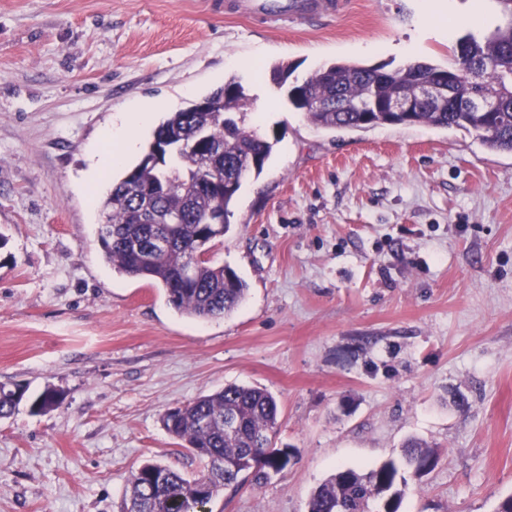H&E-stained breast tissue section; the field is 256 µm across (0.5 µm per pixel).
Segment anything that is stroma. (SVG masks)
<instances>
[{
  "label": "stroma",
  "mask_w": 512,
  "mask_h": 512,
  "mask_svg": "<svg viewBox=\"0 0 512 512\" xmlns=\"http://www.w3.org/2000/svg\"><path fill=\"white\" fill-rule=\"evenodd\" d=\"M476 0H351L321 27L262 25L224 0H0V383L58 389L0 420V512H120L131 473L202 464L167 409L259 386L295 457L212 512H308L339 467L438 455L400 512H498L512 497V153L456 129L310 125L269 75L340 60L454 63L505 18ZM236 78L247 125L275 143L244 180L213 262L249 285L232 313L187 317L113 272L80 184L104 129L157 118ZM268 111H261L265 101ZM404 448H406V464L416 475L431 468L436 463V453L427 443L421 440L415 438L409 439Z\"/></svg>",
  "instance_id": "stroma-1"
}]
</instances>
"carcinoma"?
<instances>
[{
  "label": "carcinoma",
  "mask_w": 512,
  "mask_h": 512,
  "mask_svg": "<svg viewBox=\"0 0 512 512\" xmlns=\"http://www.w3.org/2000/svg\"><path fill=\"white\" fill-rule=\"evenodd\" d=\"M507 23L482 40L467 34L456 46L469 56H456L453 66L429 61L387 70L355 61H338L314 70L303 84L288 87V101L312 125L325 130H367L380 125H428L463 130L488 150L512 153V0H497ZM454 75L453 107L430 103L409 115L380 112L397 94H413L418 86ZM478 91L500 95L499 112H470ZM197 104L169 113L153 133L139 161L113 182L101 202L105 222L99 241L112 270L164 289L180 314L207 319L223 317L243 301L248 284L229 266L202 257L206 245L229 231L230 207L244 178L260 175L274 143L244 125L247 97L242 84L230 78ZM236 183L231 190L209 188L208 178ZM222 223L214 222L215 214ZM171 231L169 247L155 240ZM47 387L30 396L27 387L0 384V420L9 418L24 400L34 413L60 402ZM276 398L265 388L229 384L213 394L167 410L166 431L206 464L187 478L171 467L149 460L131 476L121 512H211L208 505L228 487L266 483L288 468V447H275L279 429ZM237 428L224 429V420ZM405 458L416 475L431 468L436 453L412 438ZM398 468L393 462L362 470L343 468L312 493L309 512H359L377 503V512H398Z\"/></svg>",
  "instance_id": "cac0c4a2"
}]
</instances>
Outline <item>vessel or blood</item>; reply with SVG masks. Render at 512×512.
I'll list each match as a JSON object with an SVG mask.
<instances>
[{"label":"vessel or blood","mask_w":512,"mask_h":512,"mask_svg":"<svg viewBox=\"0 0 512 512\" xmlns=\"http://www.w3.org/2000/svg\"><path fill=\"white\" fill-rule=\"evenodd\" d=\"M349 0H226L225 13L262 22L322 26L345 13Z\"/></svg>","instance_id":"obj_1"}]
</instances>
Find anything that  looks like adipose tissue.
Returning a JSON list of instances; mask_svg holds the SVG:
<instances>
[{
    "instance_id": "adipose-tissue-1",
    "label": "adipose tissue",
    "mask_w": 512,
    "mask_h": 512,
    "mask_svg": "<svg viewBox=\"0 0 512 512\" xmlns=\"http://www.w3.org/2000/svg\"><path fill=\"white\" fill-rule=\"evenodd\" d=\"M152 121V107L148 104L133 107L113 121L104 132L103 146L94 148L90 153L84 186L94 193L101 191L107 185L112 170L135 152L136 131L149 127Z\"/></svg>"
}]
</instances>
